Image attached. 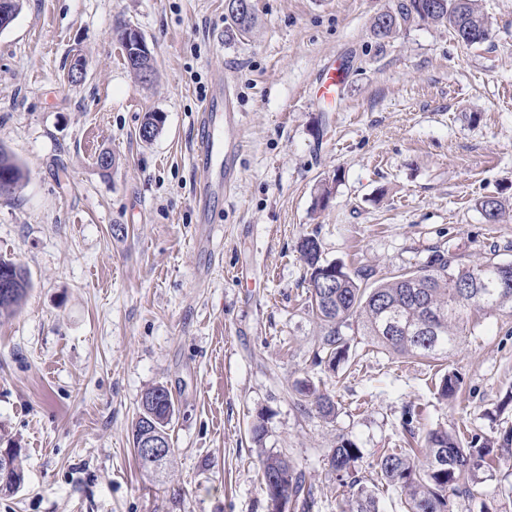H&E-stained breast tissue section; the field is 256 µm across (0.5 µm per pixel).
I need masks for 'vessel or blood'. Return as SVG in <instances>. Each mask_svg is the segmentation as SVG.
<instances>
[{
    "mask_svg": "<svg viewBox=\"0 0 512 512\" xmlns=\"http://www.w3.org/2000/svg\"><path fill=\"white\" fill-rule=\"evenodd\" d=\"M238 124L239 114L230 85L216 87L198 120L195 157L201 173L199 206H207L215 191L230 189L235 180L233 160L239 148Z\"/></svg>",
    "mask_w": 512,
    "mask_h": 512,
    "instance_id": "obj_1",
    "label": "vessel or blood"
}]
</instances>
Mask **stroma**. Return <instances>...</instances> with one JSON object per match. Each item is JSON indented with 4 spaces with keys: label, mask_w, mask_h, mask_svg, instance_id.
<instances>
[{
    "label": "stroma",
    "mask_w": 512,
    "mask_h": 512,
    "mask_svg": "<svg viewBox=\"0 0 512 512\" xmlns=\"http://www.w3.org/2000/svg\"><path fill=\"white\" fill-rule=\"evenodd\" d=\"M255 4L254 31L234 40L224 0H20L0 31V145L27 172L0 198V257L32 283L0 321V448L21 449L25 468L0 512H267L270 452L302 471L312 512H344L328 465L343 439L380 512H402L374 470L386 449L423 454L438 427L483 441L512 426V312L470 313L441 365L461 381L447 401L437 368L372 345L353 318L350 357L332 368L315 361L324 329L297 249L315 237L323 261L379 279L437 250L512 261V0H478L489 33L472 46L430 23L374 36L394 0ZM121 22L151 48L152 84L127 69ZM77 53L89 66L72 84ZM326 65L344 79L317 109ZM224 82L241 114L237 177L204 224L197 123ZM149 112L164 123L146 143ZM486 197L504 204L498 223ZM302 380L334 416L295 391ZM154 385L175 400L174 452L149 477L130 425ZM510 484L507 456L453 512H512L496 494Z\"/></svg>",
    "instance_id": "stroma-1"
}]
</instances>
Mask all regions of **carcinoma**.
<instances>
[{"instance_id": "cac0c4a2", "label": "carcinoma", "mask_w": 512, "mask_h": 512, "mask_svg": "<svg viewBox=\"0 0 512 512\" xmlns=\"http://www.w3.org/2000/svg\"><path fill=\"white\" fill-rule=\"evenodd\" d=\"M245 2L249 9L244 12L228 10L225 33L229 39L243 38L253 30L255 3ZM419 22L446 26L466 45L487 39V22L477 0H399L395 7L374 17L372 30L375 36L385 38L393 30ZM162 123L160 113H148L140 127V138L152 141ZM25 179L23 166L0 145L3 194H14ZM479 206L485 218L493 222L500 220L504 210L497 198L485 199ZM298 251L310 270L312 308L325 329L322 351L333 367L348 357L341 327L353 316L360 319L363 335L372 343L405 357L438 360L456 346L467 312L512 311V262L489 259L460 268L454 258L436 251L424 266L371 284L373 270L363 268L351 273L337 265L336 277L327 280V264L321 261L320 244L314 237L302 238ZM3 269L14 278L15 288L9 302H0V318L14 314L30 288L28 272L20 264L1 257L0 271ZM457 391L456 375H442L439 397L446 400ZM143 397L153 398V405L141 406L131 423L135 446L150 421L168 433L175 413L173 397L165 386H153ZM511 448L512 428L495 441L480 445L474 442L467 447L457 433L439 428L425 436L424 459L415 458L411 448H393L377 459L375 470L380 480L400 495L405 512H451L450 497L468 493L465 480L482 469L493 470L501 452ZM3 455L8 457L10 474L8 483L0 479V490L10 493L24 482L21 449L0 448V457ZM360 459V448L343 439L331 450L329 466L350 489L347 512H379L376 498L354 476ZM260 486L266 493L272 489L282 492L301 512H310L314 507L313 491L302 471L279 454H267L262 460Z\"/></svg>"}]
</instances>
